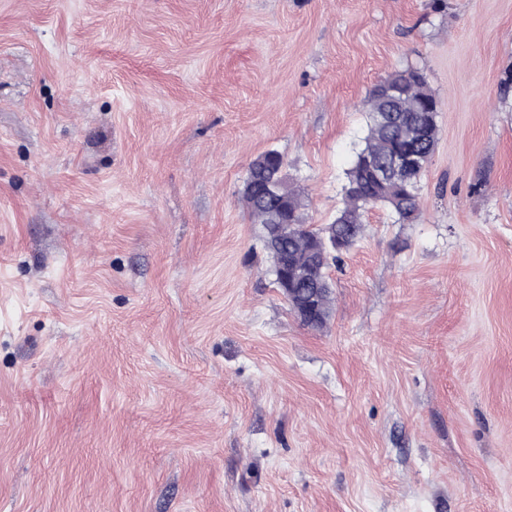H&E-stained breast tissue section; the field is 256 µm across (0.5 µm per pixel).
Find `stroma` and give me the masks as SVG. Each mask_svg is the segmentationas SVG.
Masks as SVG:
<instances>
[{"instance_id": "obj_1", "label": "stroma", "mask_w": 512, "mask_h": 512, "mask_svg": "<svg viewBox=\"0 0 512 512\" xmlns=\"http://www.w3.org/2000/svg\"><path fill=\"white\" fill-rule=\"evenodd\" d=\"M410 67L421 216L309 327L249 166L330 223ZM0 512H512V0H0ZM275 169L254 170L250 169L248 180L251 182V190L243 195L245 208L256 224L268 223V211L277 207V201L268 195L266 184L274 177Z\"/></svg>"}]
</instances>
